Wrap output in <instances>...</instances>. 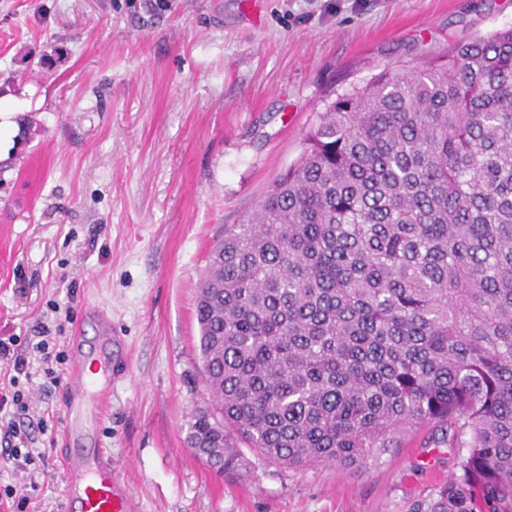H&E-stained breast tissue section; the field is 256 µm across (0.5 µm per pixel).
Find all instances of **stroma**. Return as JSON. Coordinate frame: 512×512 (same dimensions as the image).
Returning <instances> with one entry per match:
<instances>
[{"instance_id": "stroma-1", "label": "stroma", "mask_w": 512, "mask_h": 512, "mask_svg": "<svg viewBox=\"0 0 512 512\" xmlns=\"http://www.w3.org/2000/svg\"><path fill=\"white\" fill-rule=\"evenodd\" d=\"M509 26L512 0H0V338L107 312L129 362L102 445L140 512H417L458 474L430 423L359 467L218 475L185 443L210 400L195 299L326 100ZM45 411L26 512H65L63 387L32 389Z\"/></svg>"}]
</instances>
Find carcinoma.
<instances>
[{
    "instance_id": "obj_1",
    "label": "carcinoma",
    "mask_w": 512,
    "mask_h": 512,
    "mask_svg": "<svg viewBox=\"0 0 512 512\" xmlns=\"http://www.w3.org/2000/svg\"><path fill=\"white\" fill-rule=\"evenodd\" d=\"M193 453L243 480L361 465L434 423L460 474L424 512H512V26L326 105L195 303Z\"/></svg>"
}]
</instances>
